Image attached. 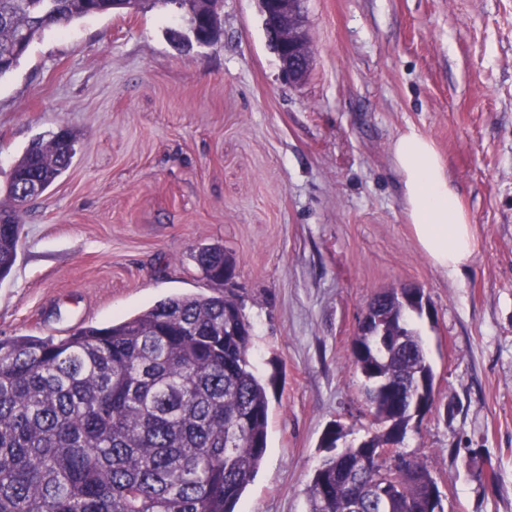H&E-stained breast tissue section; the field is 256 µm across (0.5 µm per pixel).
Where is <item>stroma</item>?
Instances as JSON below:
<instances>
[{
  "instance_id": "obj_1",
  "label": "stroma",
  "mask_w": 512,
  "mask_h": 512,
  "mask_svg": "<svg viewBox=\"0 0 512 512\" xmlns=\"http://www.w3.org/2000/svg\"><path fill=\"white\" fill-rule=\"evenodd\" d=\"M220 38L175 47L176 8L49 29L0 77V192L32 139L77 134L26 206L0 281V338H61L207 294L223 245L270 381L268 448L237 512H307L324 434L366 437L352 340L371 298L421 289L435 407L401 448L445 512H512V0H304L312 55L284 81L258 0H220ZM431 138L478 240L457 280L407 223L391 145Z\"/></svg>"
}]
</instances>
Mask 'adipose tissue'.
Wrapping results in <instances>:
<instances>
[{
  "label": "adipose tissue",
  "mask_w": 512,
  "mask_h": 512,
  "mask_svg": "<svg viewBox=\"0 0 512 512\" xmlns=\"http://www.w3.org/2000/svg\"><path fill=\"white\" fill-rule=\"evenodd\" d=\"M403 207L415 239L433 267L459 278L477 249V238L435 143L408 129L392 144Z\"/></svg>",
  "instance_id": "adipose-tissue-1"
}]
</instances>
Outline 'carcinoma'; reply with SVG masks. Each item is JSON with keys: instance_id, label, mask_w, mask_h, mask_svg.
Wrapping results in <instances>:
<instances>
[{"instance_id": "obj_1", "label": "carcinoma", "mask_w": 512, "mask_h": 512, "mask_svg": "<svg viewBox=\"0 0 512 512\" xmlns=\"http://www.w3.org/2000/svg\"><path fill=\"white\" fill-rule=\"evenodd\" d=\"M219 0H145L202 14L210 39L222 34ZM112 11V0H0V78L51 27ZM38 137L13 165L0 205V281L12 270L22 232L18 192L47 191L69 168L76 135ZM195 260L212 293L174 295L119 323L86 326L64 338L0 339V512H236L267 448L269 397L250 360L252 326L224 274V247ZM372 317L405 338L385 352L361 322L351 360L368 382L378 430L353 453L328 458L308 486V512H435L437 486L426 466L396 449L397 463L374 458L387 440L408 386L428 389L434 372L410 315L423 298L380 293Z\"/></svg>"}]
</instances>
